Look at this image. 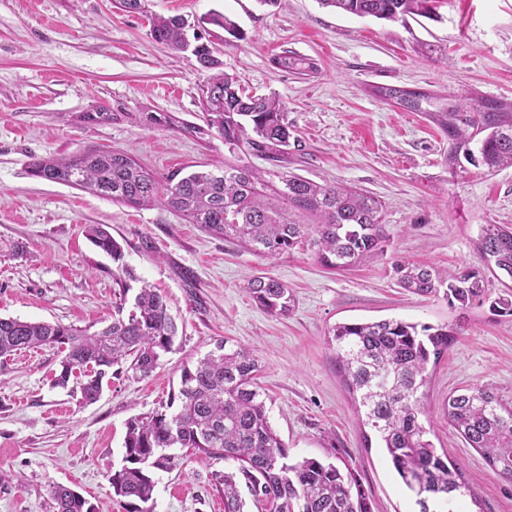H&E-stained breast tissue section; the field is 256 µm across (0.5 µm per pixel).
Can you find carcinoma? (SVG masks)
Returning a JSON list of instances; mask_svg holds the SVG:
<instances>
[{
    "mask_svg": "<svg viewBox=\"0 0 512 512\" xmlns=\"http://www.w3.org/2000/svg\"><path fill=\"white\" fill-rule=\"evenodd\" d=\"M127 13L146 14L148 0H113ZM433 0H320L345 14L406 21L432 16ZM152 38L175 53L189 52L206 72L201 108L205 125L186 126L167 113L149 112L146 121L199 139L217 132L230 151L259 153L272 161L294 138L286 106L277 96L249 95L236 78L220 71L222 62L205 43L191 45L184 19L151 18ZM280 69L315 70L308 58L295 54L275 58ZM379 99L398 100L410 112H430L448 136V166L459 158L475 159L492 173L512 166V100L429 95L375 86ZM29 174L57 184L87 190L130 207L159 202L205 231L235 240L255 255L274 258L308 246L320 263L338 271L384 252L387 236L383 205L351 186L319 185L298 175L278 176L280 185L264 179L250 165L224 168L221 174L175 169L159 177L119 149L86 147L70 155L34 157ZM315 218L302 224L297 216ZM96 247L122 259L120 245L103 227L87 228ZM479 252L493 277L512 279V227L485 224ZM397 281L421 297L445 296L462 309L488 294L484 273L452 272L400 260ZM255 303L272 316L293 307L287 285L271 276H254L247 284ZM130 290L120 281L112 303V321L91 331L61 323L28 322L0 317V357L22 349L58 347L65 352L54 385L79 389V403L92 404L109 379L127 371L144 379L171 351L178 334L164 296L146 286L131 306ZM335 344L336 366L349 391L357 394L364 424L374 430L381 447L405 486L416 496L419 512L468 488L455 464L428 438L421 417L427 413L423 388L430 361H438L453 343L448 326L433 328L397 320L341 323L328 331ZM258 364L248 349L225 350V343L183 367L178 392L167 407L132 420L124 440V464L109 477L117 497L137 501L134 512H154L153 470L173 464L171 448H192L204 459H222L234 470L216 476L224 493V512H245L242 491L263 512H371L351 469L315 458L292 461L269 421L264 391L257 382ZM448 422L483 456L488 467L512 481V406L486 388L470 387L448 397ZM56 512H95L75 490L52 488Z\"/></svg>",
    "mask_w": 512,
    "mask_h": 512,
    "instance_id": "carcinoma-1",
    "label": "carcinoma"
}]
</instances>
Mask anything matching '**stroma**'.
I'll use <instances>...</instances> for the list:
<instances>
[{"instance_id": "stroma-1", "label": "stroma", "mask_w": 512, "mask_h": 512, "mask_svg": "<svg viewBox=\"0 0 512 512\" xmlns=\"http://www.w3.org/2000/svg\"><path fill=\"white\" fill-rule=\"evenodd\" d=\"M437 19L392 22L357 17L319 0H149V13H123L112 0H0V316L77 328L112 318L116 279L130 268L156 288L175 316L172 352L145 379L111 380L94 404L78 406L51 380L58 349L0 358V512H55L52 488L78 491L96 512H128L109 477L123 463L128 422L169 402L184 364L217 342L251 350L270 423L290 458L348 465L373 512H418L415 497L368 439L327 346L338 323L400 318L449 325L456 339L430 370L426 422L436 447L472 494L449 512H512V481L495 475L448 422V396L479 386L512 404V316L483 303L462 309L443 297L400 288L397 258L441 270L484 269V224L512 226V167L448 168V139L428 113L378 100L374 85L461 97L512 98V0H438ZM236 22L233 38L212 22ZM184 17L188 34L209 40L226 73L256 95H276L299 140L280 165L229 152L220 136L199 140L147 126L146 113L200 123L205 80L194 56L172 55L150 35L149 15ZM311 59L299 74L274 65L285 53ZM126 150L152 172L187 165L280 168L319 184L342 183L384 205V254L344 272L297 249L265 259L188 223L155 203L132 208L29 176L34 157L80 148ZM106 225L123 249L114 262L85 236ZM290 288L288 315L267 314L250 297L249 277ZM224 461L183 454L158 470L154 512H219L213 473Z\"/></svg>"}]
</instances>
